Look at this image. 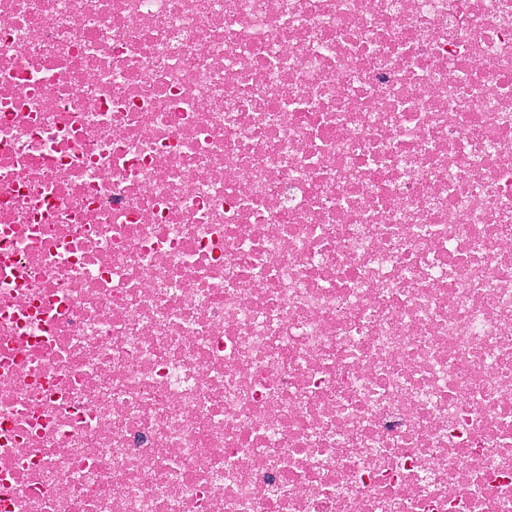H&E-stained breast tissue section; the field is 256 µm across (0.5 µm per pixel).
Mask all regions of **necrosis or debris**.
<instances>
[{
    "label": "necrosis or debris",
    "mask_w": 512,
    "mask_h": 512,
    "mask_svg": "<svg viewBox=\"0 0 512 512\" xmlns=\"http://www.w3.org/2000/svg\"><path fill=\"white\" fill-rule=\"evenodd\" d=\"M0 512H512V0H0Z\"/></svg>",
    "instance_id": "4bbe7bcc"
}]
</instances>
